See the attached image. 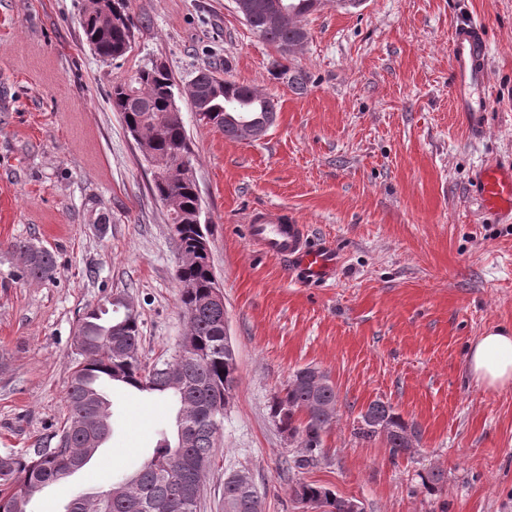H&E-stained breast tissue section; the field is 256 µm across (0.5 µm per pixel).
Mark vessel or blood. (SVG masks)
I'll list each match as a JSON object with an SVG mask.
<instances>
[{
	"label": "vessel or blood",
	"mask_w": 512,
	"mask_h": 512,
	"mask_svg": "<svg viewBox=\"0 0 512 512\" xmlns=\"http://www.w3.org/2000/svg\"><path fill=\"white\" fill-rule=\"evenodd\" d=\"M451 53L454 109L471 131H480L488 108L484 89L488 48L483 26L470 19L458 20ZM476 186L491 210L512 219V164L492 162L481 167ZM248 235L265 252L288 259L310 281L326 279L338 267L333 249L310 246L305 225L278 210L254 211L248 221Z\"/></svg>",
	"instance_id": "b4317fda"
}]
</instances>
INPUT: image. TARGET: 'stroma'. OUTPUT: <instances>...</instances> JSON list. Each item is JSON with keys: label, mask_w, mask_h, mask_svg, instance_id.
<instances>
[{"label": "stroma", "mask_w": 512, "mask_h": 512, "mask_svg": "<svg viewBox=\"0 0 512 512\" xmlns=\"http://www.w3.org/2000/svg\"><path fill=\"white\" fill-rule=\"evenodd\" d=\"M86 0H0V451L58 447L68 416L77 324L114 295L139 314L138 355L172 360L186 332L167 206L110 94L158 61L185 85L199 68L278 103L272 127L234 140L178 106L201 221L223 287L239 385L216 434L201 512H222L226 475L250 473L264 512H302L289 488L315 483L364 512H512V386L488 389L465 369L470 343L512 328V223L490 215L474 171L512 161V0H319L295 63L304 93L233 0H129L131 49L105 61L80 26ZM488 40L487 124L473 135L452 103L449 44L459 17ZM276 208L329 246L340 266L305 282L248 238L254 210ZM52 252L32 280L9 244ZM324 371L336 417L314 464L269 414L297 369ZM112 452L95 483L138 467L171 400L125 389L110 397ZM374 400L418 437L391 458L384 438L353 435ZM445 473L440 491L420 473Z\"/></svg>", "instance_id": "obj_1"}]
</instances>
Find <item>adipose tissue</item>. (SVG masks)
Wrapping results in <instances>:
<instances>
[{
  "instance_id": "1",
  "label": "adipose tissue",
  "mask_w": 512,
  "mask_h": 512,
  "mask_svg": "<svg viewBox=\"0 0 512 512\" xmlns=\"http://www.w3.org/2000/svg\"><path fill=\"white\" fill-rule=\"evenodd\" d=\"M466 367L482 386L512 385V329L496 327L480 336L469 348Z\"/></svg>"
}]
</instances>
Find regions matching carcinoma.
Listing matches in <instances>:
<instances>
[{
    "instance_id": "carcinoma-1",
    "label": "carcinoma",
    "mask_w": 512,
    "mask_h": 512,
    "mask_svg": "<svg viewBox=\"0 0 512 512\" xmlns=\"http://www.w3.org/2000/svg\"><path fill=\"white\" fill-rule=\"evenodd\" d=\"M256 9L247 24L280 54L281 74L297 92L307 88L308 76L289 62L309 39L302 19L315 0H252ZM126 0H88L81 26L86 42L105 60L124 56L131 48L133 20ZM217 68L201 69L195 86L199 101L193 112L205 123L236 140L248 139L252 128H266L275 119V104L256 88L216 76ZM179 85L163 65L139 69L112 87V110L122 115L130 134L137 135L138 149L150 166H168L188 146L177 106ZM160 200L173 198L191 214L199 204L195 177L153 183ZM206 227L190 222L176 238L178 253L192 252ZM12 248L24 259V275L35 280L51 277L53 255L29 241ZM186 322L181 351L154 371L138 356L141 341L139 318H129L119 304L87 310L80 318L74 343V366L67 390L68 434L57 448L31 452L0 453V512H28L31 500L44 489L66 480V473L90 460L110 431V404L102 385L146 392L170 398L177 404L175 426L163 431L146 461L136 470L92 492L79 491L64 512H201L203 479L214 461L215 434L224 420V396L238 386L237 361L230 337L224 333V306L211 300L216 284L210 256L200 255L194 264L177 269ZM337 404L331 384L314 381L311 370L295 371L274 394L270 417L279 430L299 440L303 455L294 460L302 468L317 460L322 434L335 418L325 411ZM370 416L387 423L385 435L392 457L409 451L402 435L417 437L395 409L382 401L371 402L354 435L372 441L382 435ZM291 499L314 512H347L351 499L328 488L306 482L291 486ZM222 512H262V502L249 472L240 470L224 478Z\"/></svg>"
}]
</instances>
